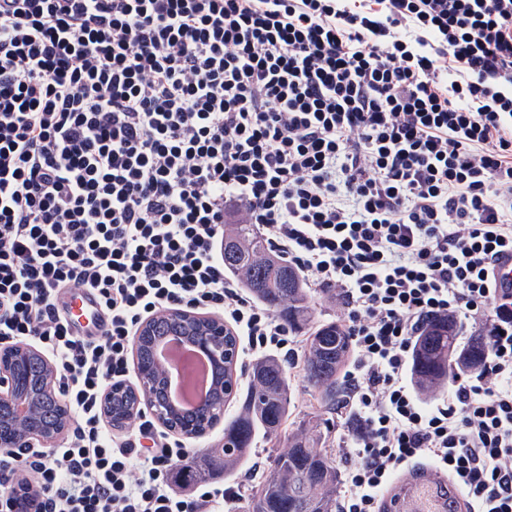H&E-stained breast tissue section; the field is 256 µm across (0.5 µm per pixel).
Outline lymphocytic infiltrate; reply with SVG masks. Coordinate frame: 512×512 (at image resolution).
I'll use <instances>...</instances> for the list:
<instances>
[{
	"label": "lymphocytic infiltrate",
	"mask_w": 512,
	"mask_h": 512,
	"mask_svg": "<svg viewBox=\"0 0 512 512\" xmlns=\"http://www.w3.org/2000/svg\"><path fill=\"white\" fill-rule=\"evenodd\" d=\"M255 225L354 341L338 415V512H378L416 460L512 512V0H0V345L55 366L63 445L0 449V512H211L216 479L141 415L102 411L140 326L221 317L251 355L298 368L287 324L224 270L225 225ZM93 291L103 332L59 309ZM485 322L481 373L426 404L408 377L427 320ZM114 387V386H112ZM112 387L105 393L102 400V409L104 414L108 419L112 421L113 425H121L129 419L133 413L139 409H136L135 405L137 402V397L133 391L126 392L123 390L122 392H117L116 395L112 398ZM112 412H115L117 417H112ZM137 414L127 422L123 427H114L109 423V427L112 432L126 434L129 436H133L136 433L137 426ZM132 437V438H133Z\"/></svg>",
	"instance_id": "f902f5d3"
}]
</instances>
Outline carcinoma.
Wrapping results in <instances>:
<instances>
[{
  "label": "carcinoma",
  "mask_w": 512,
  "mask_h": 512,
  "mask_svg": "<svg viewBox=\"0 0 512 512\" xmlns=\"http://www.w3.org/2000/svg\"><path fill=\"white\" fill-rule=\"evenodd\" d=\"M224 270L240 279L259 302L278 313L296 331L306 327L303 370L317 390L320 402L336 409L340 376L351 352L352 340L341 323L312 325L310 291L297 269L274 254L251 224H238L224 236ZM182 324L168 314L151 320L148 335L140 337L137 365L155 361L153 347ZM486 335L460 341L456 322L450 317L430 321L415 341L413 378L422 393L437 391L453 380L459 370L481 364L487 354ZM289 378L275 358L253 364L252 379L239 402L235 418L224 425L219 444L190 457L175 471V478L191 486L217 476H227L247 456L259 433L279 437L288 420ZM134 392L122 391L112 398L121 425L136 411ZM339 471L320 431L302 428L288 435L287 446L275 458L274 470L251 492L244 512H336ZM380 512H462L461 497L447 481L426 471L399 480L384 497Z\"/></svg>",
  "instance_id": "1"
}]
</instances>
